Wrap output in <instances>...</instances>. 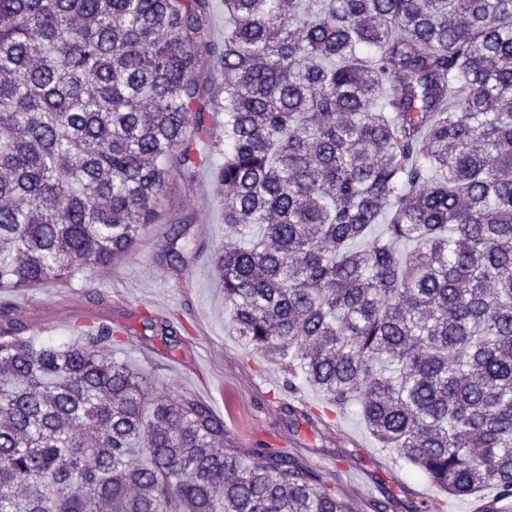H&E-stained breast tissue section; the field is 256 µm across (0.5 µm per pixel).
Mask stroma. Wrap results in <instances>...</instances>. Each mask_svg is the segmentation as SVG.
<instances>
[{"mask_svg":"<svg viewBox=\"0 0 512 512\" xmlns=\"http://www.w3.org/2000/svg\"><path fill=\"white\" fill-rule=\"evenodd\" d=\"M224 189L210 167L177 180L171 197L189 218L194 241L182 269L165 254L167 225L154 224L118 262L92 268L65 284L1 290L0 307L25 333L54 344L74 340L79 318L120 320L126 335L115 358L150 373L164 394L206 403L224 421L236 448L264 442L304 457L348 500L352 512H371L382 491L410 489L430 500L439 492L396 453L378 447L354 409L336 410L308 386L287 390L283 368L245 349L224 315V287L212 250L224 236ZM173 320L184 341L169 349L147 335L145 317ZM324 414L314 425L291 421L289 408Z\"/></svg>","mask_w":512,"mask_h":512,"instance_id":"35a3bbf8","label":"stroma"}]
</instances>
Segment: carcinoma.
<instances>
[{"label":"carcinoma","instance_id":"1","mask_svg":"<svg viewBox=\"0 0 512 512\" xmlns=\"http://www.w3.org/2000/svg\"><path fill=\"white\" fill-rule=\"evenodd\" d=\"M211 15L0 0V289L113 263L163 219L184 263L170 190L221 114L237 335L443 493L512 512V0H224L220 41ZM0 319V512H351L304 459L239 451L106 355L108 324L51 345Z\"/></svg>","mask_w":512,"mask_h":512}]
</instances>
